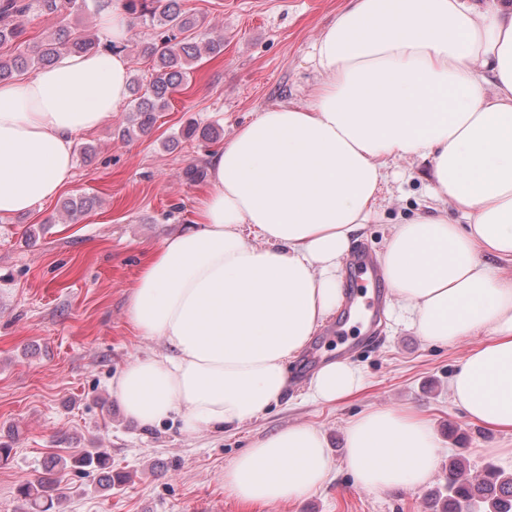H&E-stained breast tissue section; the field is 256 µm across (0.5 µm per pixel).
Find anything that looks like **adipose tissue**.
Returning a JSON list of instances; mask_svg holds the SVG:
<instances>
[{"mask_svg": "<svg viewBox=\"0 0 512 512\" xmlns=\"http://www.w3.org/2000/svg\"><path fill=\"white\" fill-rule=\"evenodd\" d=\"M305 104H281L208 157L190 230L151 253L127 307L163 352L112 383L143 428L240 426L284 398L288 368L343 300L342 261L377 217L387 165L429 164L428 213L394 225L379 258L387 288L426 341H483L450 381L466 419L512 433V0H349L315 40ZM128 59L63 54L0 83V223L54 199L76 146L129 96ZM456 210L462 223L449 222ZM363 386L347 360L311 377L333 404ZM347 467L368 491L418 489L441 450L410 408L363 412ZM321 430L298 423L254 441L224 469L225 493L277 505L328 481Z\"/></svg>", "mask_w": 512, "mask_h": 512, "instance_id": "1", "label": "adipose tissue"}]
</instances>
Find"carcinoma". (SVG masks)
Listing matches in <instances>:
<instances>
[{"label":"carcinoma","instance_id":"cac0c4a2","mask_svg":"<svg viewBox=\"0 0 512 512\" xmlns=\"http://www.w3.org/2000/svg\"><path fill=\"white\" fill-rule=\"evenodd\" d=\"M99 0H0V46L15 44L14 52L0 54V83L11 81L18 73H35L62 53H88L99 49L116 50L89 31L60 28L36 48L21 49L25 27L22 18L31 14L62 15L73 11L97 12ZM131 18L152 30V37L141 45V54L154 62L146 83L134 78L130 88V108L122 126L121 138L147 134L159 114L169 108L172 94L187 86L202 55L216 57L223 52V39L199 33L201 22L187 14L180 0H126ZM96 198L80 196L63 203L65 217L75 221L91 210ZM94 473L99 485L112 490V465L107 451L87 450L79 455L52 456L43 475L19 486L21 512H51L59 503L57 473L62 470ZM440 512H512V474L493 465L471 475L462 459L448 467L446 494L435 493Z\"/></svg>","mask_w":512,"mask_h":512}]
</instances>
